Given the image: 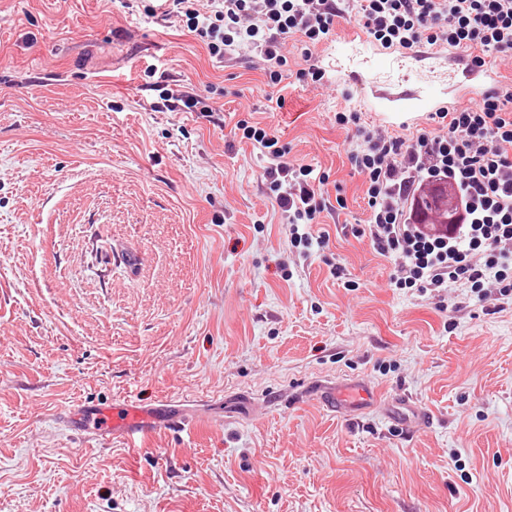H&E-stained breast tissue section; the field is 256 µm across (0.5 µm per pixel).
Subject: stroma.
<instances>
[{
	"label": "stroma",
	"mask_w": 512,
	"mask_h": 512,
	"mask_svg": "<svg viewBox=\"0 0 512 512\" xmlns=\"http://www.w3.org/2000/svg\"><path fill=\"white\" fill-rule=\"evenodd\" d=\"M151 65L226 93L208 117L152 111ZM408 67L274 110L261 70L142 0H0V512H512V301L397 288L354 234L369 212L337 112L456 95L451 64ZM242 120L329 172L324 249L290 251ZM313 381L378 401L333 414ZM164 395L194 432L130 444L53 419ZM407 401L436 425L402 434Z\"/></svg>",
	"instance_id": "obj_1"
}]
</instances>
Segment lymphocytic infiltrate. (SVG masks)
<instances>
[{
  "instance_id": "1",
  "label": "lymphocytic infiltrate",
  "mask_w": 512,
  "mask_h": 512,
  "mask_svg": "<svg viewBox=\"0 0 512 512\" xmlns=\"http://www.w3.org/2000/svg\"><path fill=\"white\" fill-rule=\"evenodd\" d=\"M164 14L185 21L188 31L216 59L236 55L260 64L269 87L287 74L313 87L325 73L313 62L315 49L332 39L346 15L344 0H160ZM356 25L370 43L383 49L444 47L469 53L471 63L512 59V0H356ZM299 46L302 67L289 72L288 44ZM156 112L210 110L211 96L177 93L158 84ZM432 129L410 135L366 123L361 113L337 112L336 122L351 139L348 152L363 176L369 210L356 230L373 249L394 263L398 288L442 298L464 287L478 301L512 298V82L497 83L475 104L433 113ZM244 139L266 149L263 173L269 198L289 226L292 248L309 252L324 246L313 234L327 203L318 188L329 176L311 166L288 162L271 127L240 121ZM447 184L456 199L452 224L421 223L419 192Z\"/></svg>"
}]
</instances>
